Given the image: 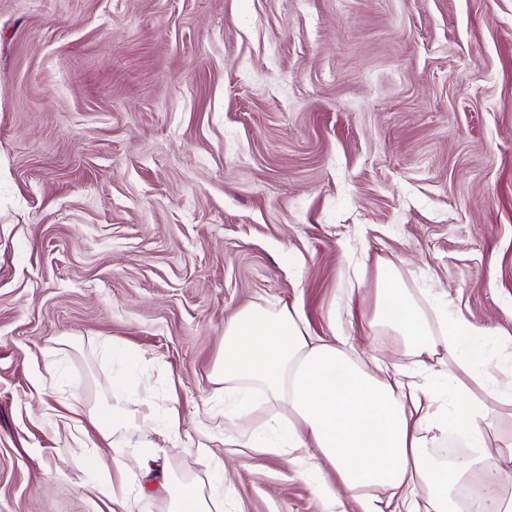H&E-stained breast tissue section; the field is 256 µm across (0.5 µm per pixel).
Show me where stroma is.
Returning <instances> with one entry per match:
<instances>
[{
	"instance_id": "1",
	"label": "stroma",
	"mask_w": 512,
	"mask_h": 512,
	"mask_svg": "<svg viewBox=\"0 0 512 512\" xmlns=\"http://www.w3.org/2000/svg\"><path fill=\"white\" fill-rule=\"evenodd\" d=\"M512 340V0H0V512H112L63 417L112 345L184 413L174 475L225 512H328L287 449L229 448L213 379L239 309L297 308L355 359L378 264Z\"/></svg>"
}]
</instances>
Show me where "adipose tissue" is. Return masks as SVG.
I'll use <instances>...</instances> for the list:
<instances>
[{"label":"adipose tissue","mask_w":512,"mask_h":512,"mask_svg":"<svg viewBox=\"0 0 512 512\" xmlns=\"http://www.w3.org/2000/svg\"><path fill=\"white\" fill-rule=\"evenodd\" d=\"M369 329L394 337L390 360L366 365L349 355L343 333L313 339L296 309L269 311L247 306L224 324L223 354L215 375L238 397L224 421V443L257 453L287 448L289 461L307 471L331 468L337 484H322L324 496L358 503L362 512H512V381L500 382L487 369L490 358L512 370V350L496 349L495 338L462 312L422 306L402 281L396 263L383 262L367 317ZM412 365H405V358ZM142 356L123 355L112 375L113 402L89 420L102 439L131 427L145 438L137 464L151 475L162 442L179 447L181 414L170 404L162 424L139 423L126 405L129 394L147 391ZM279 429L271 444L268 431ZM458 435L465 454L448 462L428 452L430 438ZM194 453L208 488L184 484L162 473L168 512H223L221 488L227 471L211 448ZM82 467L95 477L91 491L137 512L140 497L124 473L122 449L92 451Z\"/></svg>","instance_id":"ef3b65f1"}]
</instances>
